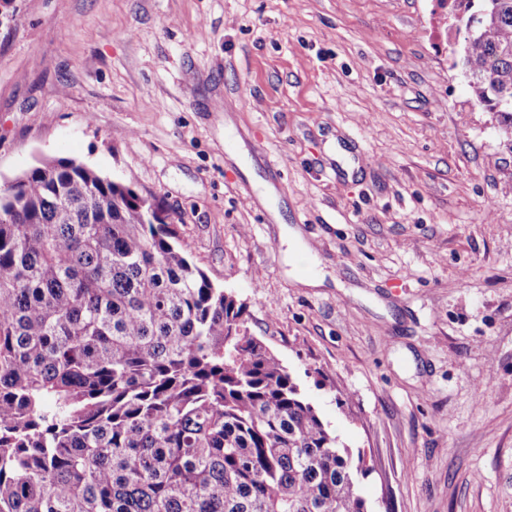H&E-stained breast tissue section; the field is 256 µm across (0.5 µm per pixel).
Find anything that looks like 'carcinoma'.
Wrapping results in <instances>:
<instances>
[{
  "label": "carcinoma",
  "mask_w": 512,
  "mask_h": 512,
  "mask_svg": "<svg viewBox=\"0 0 512 512\" xmlns=\"http://www.w3.org/2000/svg\"><path fill=\"white\" fill-rule=\"evenodd\" d=\"M448 4L512 128V0ZM168 219L73 159L0 189V512H367L363 455Z\"/></svg>",
  "instance_id": "obj_1"
}]
</instances>
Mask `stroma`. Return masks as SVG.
<instances>
[{"label":"stroma","mask_w":512,"mask_h":512,"mask_svg":"<svg viewBox=\"0 0 512 512\" xmlns=\"http://www.w3.org/2000/svg\"><path fill=\"white\" fill-rule=\"evenodd\" d=\"M13 6L0 186L71 158L159 203L181 251L364 453L368 512H512V134L473 106L447 9ZM287 227L323 284L293 275Z\"/></svg>","instance_id":"obj_1"}]
</instances>
